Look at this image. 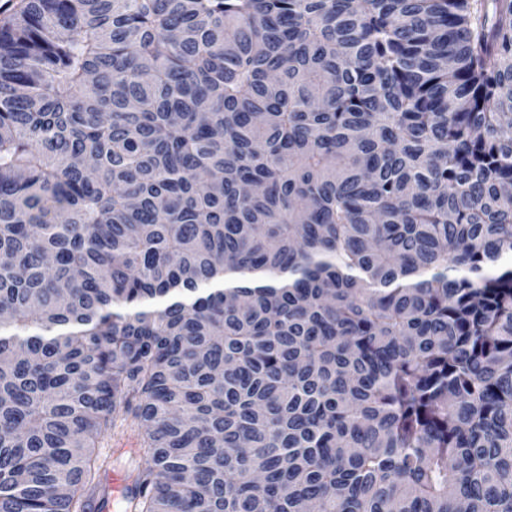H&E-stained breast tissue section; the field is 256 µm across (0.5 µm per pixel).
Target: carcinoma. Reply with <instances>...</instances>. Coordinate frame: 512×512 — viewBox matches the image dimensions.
Returning a JSON list of instances; mask_svg holds the SVG:
<instances>
[{
  "mask_svg": "<svg viewBox=\"0 0 512 512\" xmlns=\"http://www.w3.org/2000/svg\"><path fill=\"white\" fill-rule=\"evenodd\" d=\"M512 512V0H25L0 25V512Z\"/></svg>",
  "mask_w": 512,
  "mask_h": 512,
  "instance_id": "carcinoma-1",
  "label": "carcinoma"
}]
</instances>
